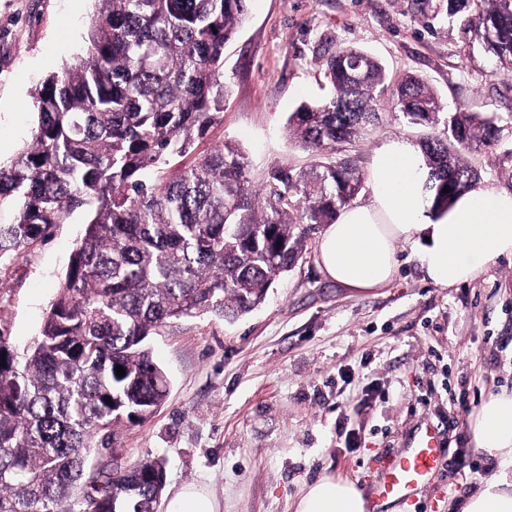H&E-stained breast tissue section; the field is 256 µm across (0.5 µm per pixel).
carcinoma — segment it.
Listing matches in <instances>:
<instances>
[{
	"label": "carcinoma",
	"instance_id": "carcinoma-1",
	"mask_svg": "<svg viewBox=\"0 0 512 512\" xmlns=\"http://www.w3.org/2000/svg\"><path fill=\"white\" fill-rule=\"evenodd\" d=\"M97 2L86 57L44 82L30 145L0 165V204L15 207L0 257L89 208L39 336L19 356L0 335V512H157L162 462L90 471L89 439L164 402L167 377L148 346L156 329L252 311L352 204L365 174L336 145L368 134L383 94L407 124L432 130L422 150L434 217L478 183L463 155L512 125V114L445 116L423 78L393 81L377 58L339 48L323 63L330 96L286 122L318 161L274 169L254 190L236 145L194 153L224 123V46L249 0ZM470 2L488 51L512 69V0H448V15Z\"/></svg>",
	"mask_w": 512,
	"mask_h": 512
}]
</instances>
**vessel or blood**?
<instances>
[{"instance_id":"1","label":"vessel or blood","mask_w":512,"mask_h":512,"mask_svg":"<svg viewBox=\"0 0 512 512\" xmlns=\"http://www.w3.org/2000/svg\"><path fill=\"white\" fill-rule=\"evenodd\" d=\"M439 430L428 424L422 427L409 449L384 471L374 498L376 508L386 501H407L416 496L440 467Z\"/></svg>"}]
</instances>
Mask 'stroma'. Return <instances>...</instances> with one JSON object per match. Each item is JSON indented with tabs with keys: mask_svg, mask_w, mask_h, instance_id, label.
Masks as SVG:
<instances>
[{
	"mask_svg": "<svg viewBox=\"0 0 512 512\" xmlns=\"http://www.w3.org/2000/svg\"><path fill=\"white\" fill-rule=\"evenodd\" d=\"M96 12L95 0H0L1 164L31 139L36 87L84 57ZM342 46L373 53L391 76L423 77L446 111L512 113V69L487 51L473 8L452 15L448 0H251L224 51L230 94L212 139L245 151L253 185L272 169L313 162L284 126L301 102L327 95L320 60ZM392 137L417 144L423 132L387 111L370 136L338 153L365 170ZM468 160L481 184L512 190V133ZM86 221L75 211L0 259V335L16 349L38 335ZM319 244L312 236L250 313L184 318L151 336L169 395L146 419L116 428L118 463L164 460L166 493L208 486L222 512H293L327 474L373 494L417 428L432 423L442 466L402 512H452L497 470L476 450L468 418L489 396L512 392V259L439 288L401 244L392 283L355 293L321 273Z\"/></svg>",
	"mask_w": 512,
	"mask_h": 512,
	"instance_id": "obj_1",
	"label": "stroma"
}]
</instances>
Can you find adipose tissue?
Here are the masks:
<instances>
[{"label":"adipose tissue","mask_w":512,"mask_h":512,"mask_svg":"<svg viewBox=\"0 0 512 512\" xmlns=\"http://www.w3.org/2000/svg\"><path fill=\"white\" fill-rule=\"evenodd\" d=\"M370 199L342 210L321 236L322 272L356 293L387 287L398 269L397 244L411 247L429 281L452 288L512 256V192L490 185L461 195L441 218L429 214L427 168L420 148L387 139L367 172ZM475 448L498 463L494 477L454 512H512V394L491 396L469 421ZM362 488L329 475L308 485L293 512H367ZM208 488L187 484L164 512H220Z\"/></svg>","instance_id":"ef3b65f1"}]
</instances>
